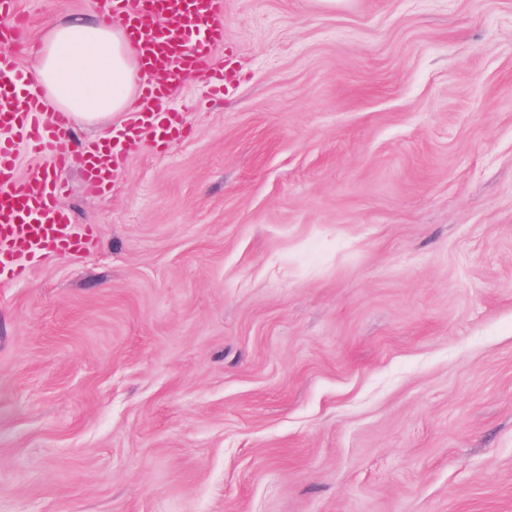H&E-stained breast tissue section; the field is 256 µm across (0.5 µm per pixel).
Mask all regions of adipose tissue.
Listing matches in <instances>:
<instances>
[{"label": "adipose tissue", "instance_id": "1", "mask_svg": "<svg viewBox=\"0 0 512 512\" xmlns=\"http://www.w3.org/2000/svg\"><path fill=\"white\" fill-rule=\"evenodd\" d=\"M32 74L51 109L94 125L128 111L149 78L137 50L110 13L53 27L35 53Z\"/></svg>", "mask_w": 512, "mask_h": 512}]
</instances>
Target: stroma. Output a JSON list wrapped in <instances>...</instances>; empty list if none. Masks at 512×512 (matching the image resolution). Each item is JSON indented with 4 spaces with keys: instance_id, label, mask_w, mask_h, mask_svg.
<instances>
[{
    "instance_id": "stroma-1",
    "label": "stroma",
    "mask_w": 512,
    "mask_h": 512,
    "mask_svg": "<svg viewBox=\"0 0 512 512\" xmlns=\"http://www.w3.org/2000/svg\"><path fill=\"white\" fill-rule=\"evenodd\" d=\"M18 55L98 0H17ZM186 135L0 285V512H512V0H223Z\"/></svg>"
}]
</instances>
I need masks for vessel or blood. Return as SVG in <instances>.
<instances>
[{"label":"vessel or blood","mask_w":512,"mask_h":512,"mask_svg":"<svg viewBox=\"0 0 512 512\" xmlns=\"http://www.w3.org/2000/svg\"><path fill=\"white\" fill-rule=\"evenodd\" d=\"M144 68L160 74L159 82L141 95L131 123L105 142L86 147L84 176L98 194L112 188V162L132 140L147 136L164 143L183 132L178 113L162 104L184 77L206 72L224 30L217 15L220 0H155L154 8H135L130 0H108ZM15 0H0V282L21 277L28 265L51 251L76 252L93 238L94 230L76 228L58 204L66 191L56 172L68 164L55 145L67 138V113L47 109L45 96L19 64L13 42L17 35ZM50 156L44 167L27 178L16 174L20 145Z\"/></svg>","instance_id":"obj_1"}]
</instances>
